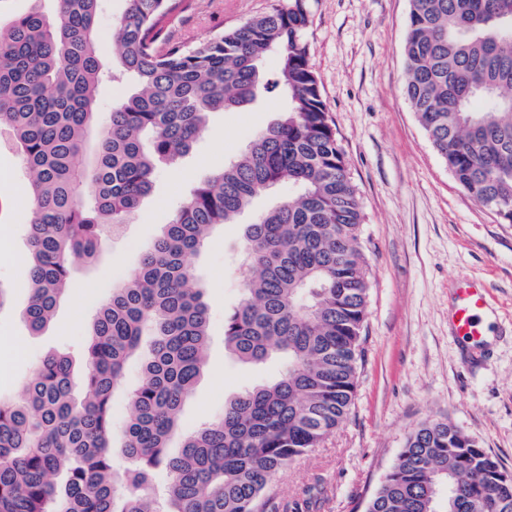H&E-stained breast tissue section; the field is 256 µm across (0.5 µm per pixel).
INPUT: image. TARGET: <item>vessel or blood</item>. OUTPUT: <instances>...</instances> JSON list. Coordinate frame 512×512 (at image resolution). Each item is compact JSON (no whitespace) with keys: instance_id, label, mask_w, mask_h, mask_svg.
Returning a JSON list of instances; mask_svg holds the SVG:
<instances>
[{"instance_id":"1","label":"vessel or blood","mask_w":512,"mask_h":512,"mask_svg":"<svg viewBox=\"0 0 512 512\" xmlns=\"http://www.w3.org/2000/svg\"><path fill=\"white\" fill-rule=\"evenodd\" d=\"M491 307V294L480 281L463 279L454 290L451 325L455 336L472 346L485 343L489 328L485 316Z\"/></svg>"}]
</instances>
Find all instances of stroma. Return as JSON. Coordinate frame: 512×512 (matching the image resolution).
I'll return each mask as SVG.
<instances>
[{
    "label": "stroma",
    "mask_w": 512,
    "mask_h": 512,
    "mask_svg": "<svg viewBox=\"0 0 512 512\" xmlns=\"http://www.w3.org/2000/svg\"><path fill=\"white\" fill-rule=\"evenodd\" d=\"M278 0H189L168 39L190 46L269 12ZM310 60L359 188L371 270L364 357L351 412L324 443L282 470L261 512H363L411 431L447 419L512 471V224L477 204L454 180L403 94L409 0H310ZM282 108L270 96L235 112L210 113L204 134L174 165H160L151 194L96 264L72 262L70 289L52 325L31 334L28 215L0 212V398L16 397L45 355L82 368L91 321L113 286L134 269L172 212L210 173L236 157ZM26 172L12 135L0 129V194ZM261 194L239 223L214 228L195 264L210 314L208 368L187 398L188 433L223 414L229 396L276 377L282 364H240L224 354V313L241 297L236 268L243 227L255 211L293 194ZM468 276L493 296L496 334L472 349L453 336V288Z\"/></svg>",
    "instance_id": "obj_1"
}]
</instances>
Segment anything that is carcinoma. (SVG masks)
Instances as JSON below:
<instances>
[{
	"mask_svg": "<svg viewBox=\"0 0 512 512\" xmlns=\"http://www.w3.org/2000/svg\"><path fill=\"white\" fill-rule=\"evenodd\" d=\"M55 2L51 15L32 9L0 29V126L13 131L28 176L23 317L33 333L52 320L72 256L96 260L106 233H120L151 193L158 165L188 154L210 113L264 93L279 94L283 110L191 192L99 306L85 397L73 395L69 357L48 354L17 397L0 399V512H258L276 475L344 422L364 355V217L310 65V4L281 0L184 47L165 28L186 0H128L112 52L136 88L100 126V0ZM273 51L280 63L268 77L259 64ZM404 52V94L432 146L471 198L512 224V0H410ZM285 181L296 194L244 228L242 300L224 313L229 357L279 358L284 371L232 396L171 455L207 362L195 261L215 226ZM132 360L140 378L118 468L112 396ZM365 512H512V471L450 421L427 420Z\"/></svg>",
	"mask_w": 512,
	"mask_h": 512,
	"instance_id": "cac0c4a2",
	"label": "carcinoma"
}]
</instances>
